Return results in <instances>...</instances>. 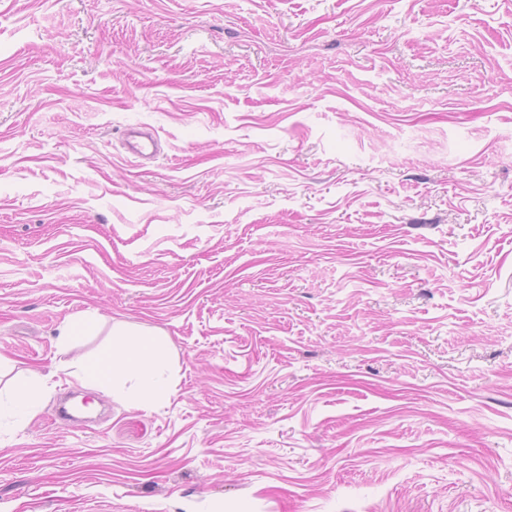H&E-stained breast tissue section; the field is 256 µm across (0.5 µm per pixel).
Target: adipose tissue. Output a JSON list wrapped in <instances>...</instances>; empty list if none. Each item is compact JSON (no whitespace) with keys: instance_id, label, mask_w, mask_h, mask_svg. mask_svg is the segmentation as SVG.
<instances>
[{"instance_id":"ef3b65f1","label":"adipose tissue","mask_w":512,"mask_h":512,"mask_svg":"<svg viewBox=\"0 0 512 512\" xmlns=\"http://www.w3.org/2000/svg\"><path fill=\"white\" fill-rule=\"evenodd\" d=\"M166 367V357L156 337L144 333L127 344L121 359L114 360L107 356L84 365L78 377L94 382L104 391L114 388L123 379H135L141 402L149 404L167 393Z\"/></svg>"}]
</instances>
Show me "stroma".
Segmentation results:
<instances>
[{
    "mask_svg": "<svg viewBox=\"0 0 512 512\" xmlns=\"http://www.w3.org/2000/svg\"><path fill=\"white\" fill-rule=\"evenodd\" d=\"M0 512H512V0H0ZM143 134L140 133L139 127L129 128L125 133L123 141L124 146L136 157L142 159L153 158L156 154V142L152 138L146 141L137 140L138 137L142 138ZM167 361L155 336L140 334L126 346L119 361L109 355L99 361L82 366L77 378L94 382L109 391L125 378H134L143 404H150L167 394Z\"/></svg>",
    "mask_w": 512,
    "mask_h": 512,
    "instance_id": "1",
    "label": "stroma"
}]
</instances>
